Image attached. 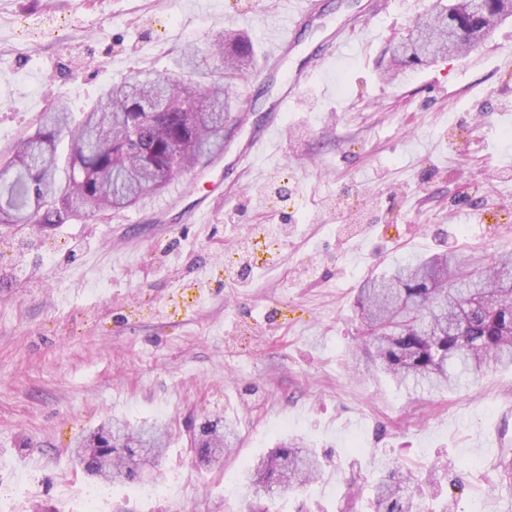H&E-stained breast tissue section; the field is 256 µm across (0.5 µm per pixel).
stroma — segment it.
<instances>
[{
  "mask_svg": "<svg viewBox=\"0 0 512 512\" xmlns=\"http://www.w3.org/2000/svg\"><path fill=\"white\" fill-rule=\"evenodd\" d=\"M283 0H0V159L57 98L73 111L136 70L233 28L263 54ZM429 0L370 22L315 75L266 159L229 185L223 164L184 172L147 205L25 237L0 236V512H245L242 474L285 436L319 452L320 478L263 498L268 512H373L402 467L428 512L512 506V369L474 386L411 392L362 344L361 283L412 255L512 253V18L482 46L387 81L389 47ZM51 17L64 30L42 31ZM246 126L280 94L244 69ZM206 224L181 215L198 200ZM279 264L226 279L253 231ZM237 425L223 467L201 465L195 431ZM168 423L166 453L138 486L88 477L71 459L103 421Z\"/></svg>",
  "mask_w": 512,
  "mask_h": 512,
  "instance_id": "1",
  "label": "stroma"
}]
</instances>
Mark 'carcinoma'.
I'll return each mask as SVG.
<instances>
[{
  "mask_svg": "<svg viewBox=\"0 0 512 512\" xmlns=\"http://www.w3.org/2000/svg\"><path fill=\"white\" fill-rule=\"evenodd\" d=\"M465 0H434L439 41L455 31L462 49L487 37L497 15L493 0L481 14ZM224 79L195 80L198 48L183 52L182 72L150 77L138 71L105 92L104 102L72 117L59 99L41 114L0 164V224L16 234L33 225L62 224L88 214L142 205L183 171L205 167L224 153V125L235 110L232 84L253 63L249 42L232 31L208 41ZM396 70L428 64L417 46L394 58ZM67 142V152L59 145ZM357 307L374 348L377 367L398 383L428 392L476 381L485 367L512 366V257L470 270L464 258L409 257L361 285ZM168 428L157 421L130 428L110 419L79 439L78 465L106 482L134 484L138 461L157 458ZM238 434L216 418L199 430L196 448L209 465L224 466ZM319 455L283 440L259 457L243 480L254 495L304 488L319 475ZM410 473L398 467L374 489L377 512H422L409 495Z\"/></svg>",
  "mask_w": 512,
  "mask_h": 512,
  "instance_id": "1",
  "label": "carcinoma"
}]
</instances>
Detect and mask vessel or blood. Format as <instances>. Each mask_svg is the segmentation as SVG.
<instances>
[{
    "label": "vessel or blood",
    "mask_w": 512,
    "mask_h": 512,
    "mask_svg": "<svg viewBox=\"0 0 512 512\" xmlns=\"http://www.w3.org/2000/svg\"><path fill=\"white\" fill-rule=\"evenodd\" d=\"M397 5L398 0H367L363 14L347 19L321 39L309 54L306 67L287 73L284 72L283 65L299 47V28L312 24L320 13L319 0H288L286 20L274 29L267 51L259 64L262 76L279 78L282 92L265 124L259 129L249 131L244 145L233 161L234 167L249 166L276 135L282 113L287 112L289 105L300 98L315 74L341 57L353 27H362L370 20L384 18Z\"/></svg>",
    "instance_id": "obj_1"
}]
</instances>
